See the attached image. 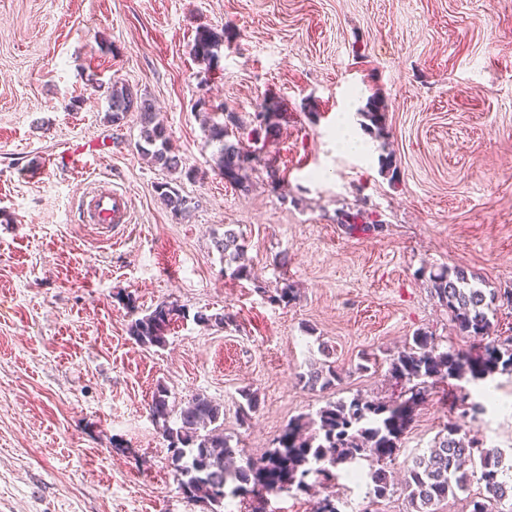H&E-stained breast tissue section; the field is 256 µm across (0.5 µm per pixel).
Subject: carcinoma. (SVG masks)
<instances>
[{"mask_svg": "<svg viewBox=\"0 0 512 512\" xmlns=\"http://www.w3.org/2000/svg\"><path fill=\"white\" fill-rule=\"evenodd\" d=\"M107 119L117 125L129 112L139 114L141 131L136 148L141 156L172 174L191 175L183 168L182 158L174 151L172 133L156 119L150 99L130 86L114 81L107 87ZM388 105L377 95L369 99L366 117L369 128L381 137L385 133V113ZM282 113L274 104L263 102L254 114L256 134L253 144L246 146L240 137L243 121L236 112L224 113V121L207 120V136L219 145L216 168L224 181L241 187L246 184V171L259 160L261 138H269L280 131ZM163 204L182 218L191 212V200L165 182L158 186ZM370 213L341 211L337 223L349 228L356 220H365L375 230L382 227L378 220L369 219ZM217 250L224 254V276L232 280H254L246 262L247 245L243 235L228 226L224 237L215 241ZM431 294L448 314L452 330L460 336H484L490 329V317L499 304L512 307V289L485 290L475 283V276L462 267L443 266L429 272ZM254 288L273 303L290 304L297 291L285 282L269 290L261 283ZM185 316L174 304H160L150 313L131 322L129 333L142 346L165 345L164 331L175 318ZM194 320L206 326L226 328L235 322V315L224 312L208 315L198 312ZM325 360L299 375V380L311 388L328 390L342 378L343 369L330 360V351H323ZM512 374V339L508 342L485 344L481 354L473 357L453 346L439 350L437 337L420 331L412 337V344L397 353L391 362V373L396 379L410 385V396L400 402L368 400L357 394L348 401L329 402L317 412V418L299 417L288 425L276 446L256 459L238 464L243 454L229 444L224 430L218 425L221 409L203 394L192 396L188 405L176 416V426L169 425L173 410L167 399V390L160 388L153 396L150 412L162 422L163 435L169 441L171 460L181 476L179 488L186 498L209 506L210 512H221L227 498L251 501L269 494L304 492L307 478L315 475L324 483L337 478L342 465L370 462L369 506L386 499L392 485L386 474V459L397 450L401 435L406 430L413 406L424 394L429 378L485 380L496 373ZM244 404L240 405L242 419L248 421L259 407L256 393L242 391ZM462 414L476 423L485 412L480 401L468 393L461 397ZM507 470L500 448L488 445L478 435L450 422L445 434L434 439L431 448L413 458L406 467L403 490L411 512H436V505L466 494L468 512H512V484L504 481ZM481 485L482 493L470 496L471 484Z\"/></svg>", "mask_w": 512, "mask_h": 512, "instance_id": "1", "label": "carcinoma"}]
</instances>
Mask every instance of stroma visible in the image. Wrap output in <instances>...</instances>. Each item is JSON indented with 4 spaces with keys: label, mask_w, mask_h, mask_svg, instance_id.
Segmentation results:
<instances>
[{
    "label": "stroma",
    "mask_w": 512,
    "mask_h": 512,
    "mask_svg": "<svg viewBox=\"0 0 512 512\" xmlns=\"http://www.w3.org/2000/svg\"><path fill=\"white\" fill-rule=\"evenodd\" d=\"M205 29L220 40L203 60ZM114 81L151 99L192 177L142 159L137 113L107 123ZM375 93L381 139L365 128ZM267 98L285 120L243 191L219 175L201 122ZM343 121L365 152L338 149ZM169 180L196 202L191 219L160 200ZM87 181L126 193L130 223H81ZM357 209L382 231L337 224ZM228 224L255 282L224 276L214 242ZM441 266L512 287V0H0V512H206L178 487L149 412L157 388L178 409L197 393L219 404L225 437L254 459L327 403L397 399L390 361L417 331L484 345L456 335L431 294L425 273ZM283 280L298 292L287 306L254 288ZM161 303L185 315L164 346H140L129 326ZM200 311L237 323L205 326ZM323 346L346 371L327 391L298 379ZM364 355L373 364L356 371ZM493 382L478 435L507 450L512 375ZM246 389L259 408L243 423ZM460 393L429 381L393 478L459 420ZM333 495L353 512L369 502L342 477L260 506L317 512ZM388 111V105L385 101L373 94L368 102L367 110L365 113L368 120L371 122V125L367 127L370 131L372 128L375 132V135L378 137H382L385 133V113Z\"/></svg>",
    "instance_id": "stroma-1"
}]
</instances>
